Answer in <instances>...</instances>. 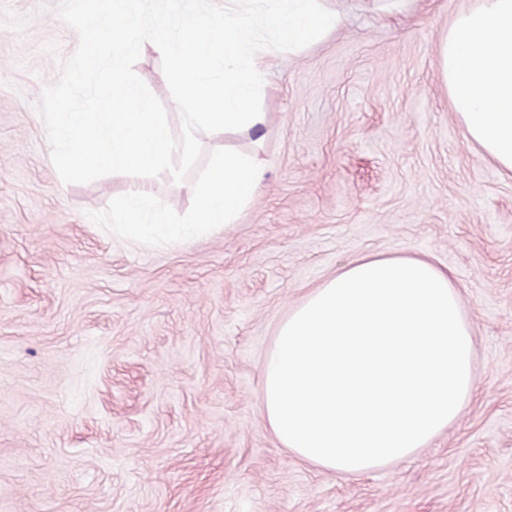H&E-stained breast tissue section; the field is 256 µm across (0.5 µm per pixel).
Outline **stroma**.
<instances>
[{
  "label": "stroma",
  "mask_w": 512,
  "mask_h": 512,
  "mask_svg": "<svg viewBox=\"0 0 512 512\" xmlns=\"http://www.w3.org/2000/svg\"><path fill=\"white\" fill-rule=\"evenodd\" d=\"M476 0H323L340 30L271 51L266 162L228 231L145 246L91 213L137 177L61 180L36 106L78 37L58 0H0V512H512V178L438 71ZM137 76L181 134L161 56ZM364 254L432 257L459 289L476 391L407 459L342 475L266 422L263 360L306 294Z\"/></svg>",
  "instance_id": "1"
}]
</instances>
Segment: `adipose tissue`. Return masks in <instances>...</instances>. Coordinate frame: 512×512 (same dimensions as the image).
I'll return each mask as SVG.
<instances>
[{
	"label": "adipose tissue",
	"instance_id": "1",
	"mask_svg": "<svg viewBox=\"0 0 512 512\" xmlns=\"http://www.w3.org/2000/svg\"><path fill=\"white\" fill-rule=\"evenodd\" d=\"M468 142L512 177V0H480L439 46ZM461 295L432 258L364 255L313 288L263 365L264 416L303 460L358 474L405 459L475 393Z\"/></svg>",
	"mask_w": 512,
	"mask_h": 512
}]
</instances>
